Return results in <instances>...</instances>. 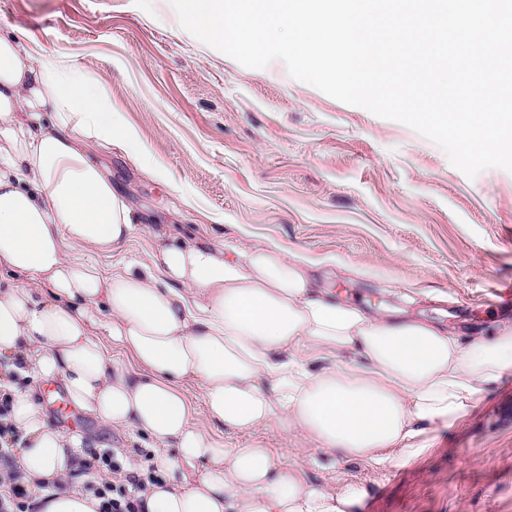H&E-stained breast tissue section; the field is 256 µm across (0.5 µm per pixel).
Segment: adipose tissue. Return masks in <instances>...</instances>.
Segmentation results:
<instances>
[{
	"label": "adipose tissue",
	"mask_w": 512,
	"mask_h": 512,
	"mask_svg": "<svg viewBox=\"0 0 512 512\" xmlns=\"http://www.w3.org/2000/svg\"><path fill=\"white\" fill-rule=\"evenodd\" d=\"M116 147L163 179L102 75L0 32V389L21 435L0 495L20 487L29 512L101 504L79 488L81 438L37 399L46 381L104 428L143 437L158 480L141 512H357L364 482L314 485L264 442L240 448L228 433L283 429L377 470L424 455L512 370V322L462 344L371 317L274 245L228 258L223 242L174 239L112 271L89 261L140 232L105 161Z\"/></svg>",
	"instance_id": "obj_1"
}]
</instances>
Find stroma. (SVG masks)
Masks as SVG:
<instances>
[{"mask_svg": "<svg viewBox=\"0 0 512 512\" xmlns=\"http://www.w3.org/2000/svg\"><path fill=\"white\" fill-rule=\"evenodd\" d=\"M0 30L78 71L103 73L113 104L167 172L113 152L112 182L142 218L138 240L210 236L225 254L275 244L320 287L373 317L429 322L460 340L512 320V173L468 178L409 127L292 79L249 69L178 24L170 0H0ZM85 447H126L88 413L56 419ZM310 481L369 478L359 512H512V371L420 459L375 475L353 459L303 456Z\"/></svg>", "mask_w": 512, "mask_h": 512, "instance_id": "obj_1", "label": "stroma"}]
</instances>
